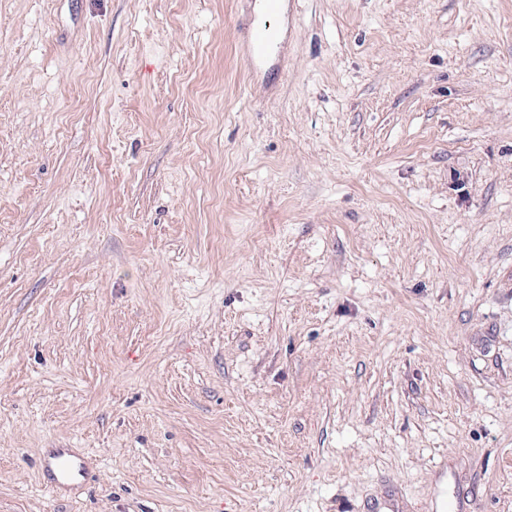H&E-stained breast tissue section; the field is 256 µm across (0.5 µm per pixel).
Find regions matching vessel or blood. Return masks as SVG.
<instances>
[{"instance_id":"obj_1","label":"vessel or blood","mask_w":512,"mask_h":512,"mask_svg":"<svg viewBox=\"0 0 512 512\" xmlns=\"http://www.w3.org/2000/svg\"><path fill=\"white\" fill-rule=\"evenodd\" d=\"M283 8V0H264L263 11L248 16L243 40L246 62L253 72L263 73L281 65L280 31L276 20ZM39 466L44 473L52 475L58 489L76 484L87 473L86 458L70 448L54 449L41 457Z\"/></svg>"}]
</instances>
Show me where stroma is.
<instances>
[{
  "label": "stroma",
  "mask_w": 512,
  "mask_h": 512,
  "mask_svg": "<svg viewBox=\"0 0 512 512\" xmlns=\"http://www.w3.org/2000/svg\"><path fill=\"white\" fill-rule=\"evenodd\" d=\"M241 14L0 0V512H512V0ZM286 0H264V9L254 14L247 6L248 20L243 36L246 47V62L255 73H263L281 68V58L277 51L280 31L277 17L281 16ZM40 469L53 476V488L69 487L87 474L86 458L72 448H55L39 461Z\"/></svg>",
  "instance_id": "obj_1"
}]
</instances>
